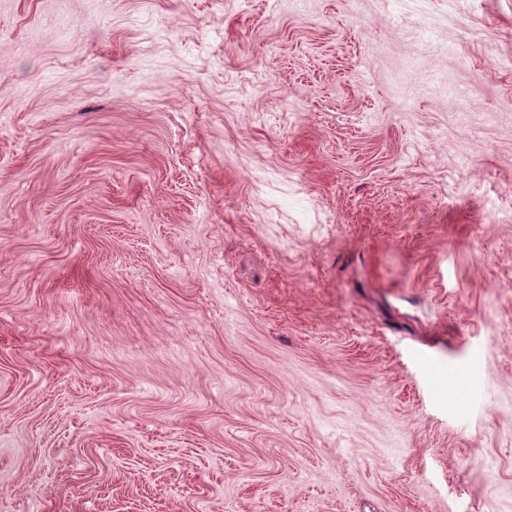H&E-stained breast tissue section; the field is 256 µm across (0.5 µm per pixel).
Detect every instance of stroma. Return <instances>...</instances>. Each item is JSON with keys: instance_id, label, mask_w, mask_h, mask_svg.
I'll return each mask as SVG.
<instances>
[{"instance_id": "obj_1", "label": "stroma", "mask_w": 512, "mask_h": 512, "mask_svg": "<svg viewBox=\"0 0 512 512\" xmlns=\"http://www.w3.org/2000/svg\"><path fill=\"white\" fill-rule=\"evenodd\" d=\"M0 512H512V0H0Z\"/></svg>"}]
</instances>
